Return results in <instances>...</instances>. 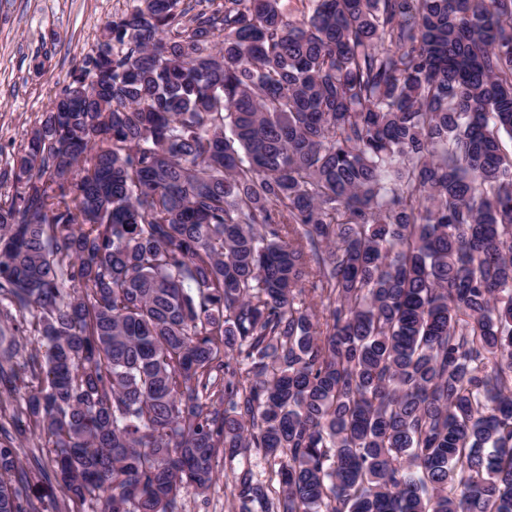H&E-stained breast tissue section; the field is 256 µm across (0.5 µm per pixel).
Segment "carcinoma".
Masks as SVG:
<instances>
[{"mask_svg": "<svg viewBox=\"0 0 512 512\" xmlns=\"http://www.w3.org/2000/svg\"><path fill=\"white\" fill-rule=\"evenodd\" d=\"M307 8L132 0L0 171V398L71 512L244 448L241 512H512V0ZM14 405L16 406V403L3 405L1 409L0 423L5 425L13 435L15 434L16 428L20 425L27 429V440L24 442L23 448H18V454L24 467L27 470L34 471L37 468V465L33 456H36V459L38 458L39 465H46L48 446L50 445L47 444L46 437L44 435L41 437L38 431L35 433L29 431L25 417H22L19 422L12 419Z\"/></svg>", "mask_w": 512, "mask_h": 512, "instance_id": "cac0c4a2", "label": "carcinoma"}]
</instances>
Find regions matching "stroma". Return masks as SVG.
Here are the masks:
<instances>
[{
    "label": "stroma",
    "mask_w": 512,
    "mask_h": 512,
    "mask_svg": "<svg viewBox=\"0 0 512 512\" xmlns=\"http://www.w3.org/2000/svg\"><path fill=\"white\" fill-rule=\"evenodd\" d=\"M130 0H0V170L9 168L27 134L49 104L62 92L73 66L100 37L112 14ZM19 457L31 476L20 484L23 500L38 512H57L65 497L56 484L34 476L46 464L48 444L28 433ZM218 479L206 496L182 499V512H239L233 494L234 475L249 470L262 480L270 468L254 449L219 456Z\"/></svg>",
    "instance_id": "stroma-1"
}]
</instances>
